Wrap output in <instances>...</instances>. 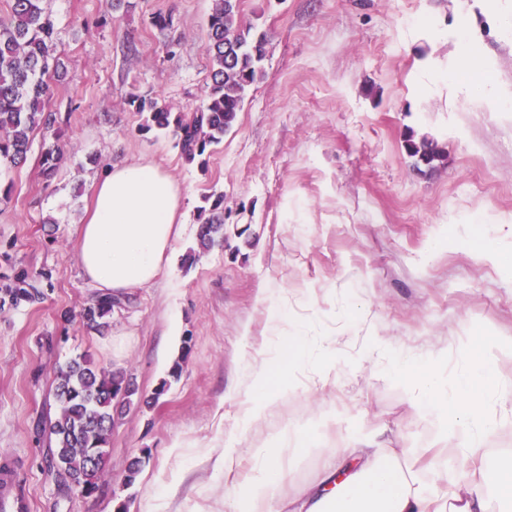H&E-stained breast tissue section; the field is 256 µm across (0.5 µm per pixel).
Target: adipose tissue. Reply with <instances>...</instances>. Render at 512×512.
Here are the masks:
<instances>
[{
    "mask_svg": "<svg viewBox=\"0 0 512 512\" xmlns=\"http://www.w3.org/2000/svg\"><path fill=\"white\" fill-rule=\"evenodd\" d=\"M187 224L186 197L171 175L149 161L108 168L96 182L93 202L79 230L78 261L87 282L104 295L152 286ZM305 336H288L275 357L250 364L244 425L265 417L283 395L295 367L311 362ZM412 393L439 418L456 441L466 470L452 495L422 484L413 465L396 452H380L366 438L337 448L318 477L288 502V512H493V502L512 505V458L486 465L490 426L483 381L512 374V345L500 349L491 367L473 364L468 377L450 382L442 358L421 361L408 353ZM307 438L294 433L271 448L253 451L251 477L237 491V512H255L275 497L288 473L284 460L305 452Z\"/></svg>",
    "mask_w": 512,
    "mask_h": 512,
    "instance_id": "ef3b65f1",
    "label": "adipose tissue"
}]
</instances>
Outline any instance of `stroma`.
I'll use <instances>...</instances> for the list:
<instances>
[{"label":"stroma","mask_w":512,"mask_h":512,"mask_svg":"<svg viewBox=\"0 0 512 512\" xmlns=\"http://www.w3.org/2000/svg\"><path fill=\"white\" fill-rule=\"evenodd\" d=\"M113 3L47 0L67 68L51 102L64 157L43 177L37 133L27 163L0 174L11 188L0 284L21 268L52 273L43 300L0 311V464H19L32 512H233L251 449L301 430L316 445L290 459L282 496L314 477L333 438L365 435L406 449L422 481L453 490L463 473L454 449L378 346L445 355L453 372L470 337L512 340V0H242L244 23L267 34L265 77L202 165L171 134L140 131L127 98L176 112L200 104L214 0ZM159 14L172 26H154ZM463 49L477 68L459 66ZM409 130L445 160L409 157ZM143 156L181 185L190 210L223 196L224 244L202 248L189 220L156 284L129 292L98 333L80 316L97 291L77 231L103 171ZM273 306L286 315L276 331ZM298 331L340 338L335 366H301L287 396L244 427L249 364ZM78 356L137 389L117 405L89 497L59 487L43 462L56 369ZM484 394L497 422L491 465L512 454V411L495 383ZM232 434L242 452L216 469ZM433 448L435 470L423 465Z\"/></svg>","instance_id":"obj_1"}]
</instances>
